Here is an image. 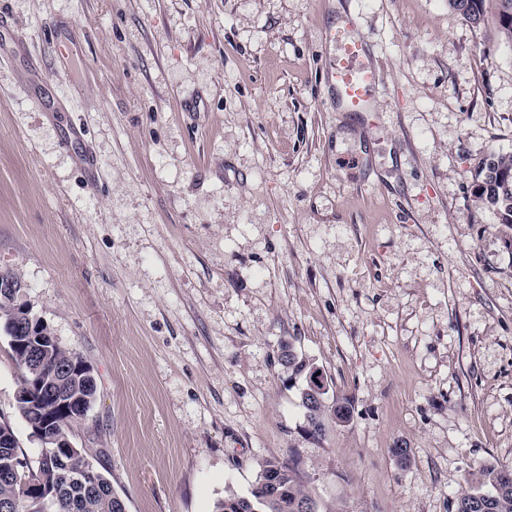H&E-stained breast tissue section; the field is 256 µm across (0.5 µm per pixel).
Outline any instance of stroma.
<instances>
[{
  "mask_svg": "<svg viewBox=\"0 0 512 512\" xmlns=\"http://www.w3.org/2000/svg\"><path fill=\"white\" fill-rule=\"evenodd\" d=\"M381 70L336 109L338 9ZM0 271L92 366L74 428L128 512H212L295 463L333 512H454L512 468V43L448 0H0ZM319 368L350 424L303 433ZM0 330V416L29 462ZM406 444L408 462L393 454ZM481 180L474 191L475 202L491 208L500 224L510 230L508 245L512 248V153L485 156L479 166ZM280 364L288 373L289 380L303 378L305 384L299 390L300 406L305 418L304 433L314 440H322L326 433L325 422L330 418L336 425L349 424L353 417V408L347 398L333 399L331 405L327 404L328 389L324 383L322 374L314 378L313 364L295 351L290 342L281 345ZM316 391L323 399L319 402L312 396L311 391Z\"/></svg>",
  "mask_w": 512,
  "mask_h": 512,
  "instance_id": "stroma-1",
  "label": "stroma"
}]
</instances>
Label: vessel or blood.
<instances>
[{
  "label": "vessel or blood",
  "instance_id": "1",
  "mask_svg": "<svg viewBox=\"0 0 512 512\" xmlns=\"http://www.w3.org/2000/svg\"><path fill=\"white\" fill-rule=\"evenodd\" d=\"M352 15H345L336 32V49L340 62L331 73L336 88V105L346 111L361 113L376 109L375 94L380 81V69L368 57L364 41L354 37Z\"/></svg>",
  "mask_w": 512,
  "mask_h": 512
}]
</instances>
